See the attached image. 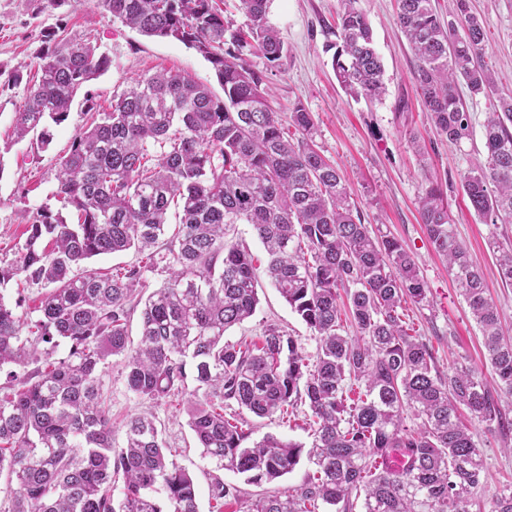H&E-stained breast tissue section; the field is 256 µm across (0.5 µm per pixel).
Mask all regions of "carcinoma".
Segmentation results:
<instances>
[{
    "instance_id": "obj_1",
    "label": "carcinoma",
    "mask_w": 512,
    "mask_h": 512,
    "mask_svg": "<svg viewBox=\"0 0 512 512\" xmlns=\"http://www.w3.org/2000/svg\"><path fill=\"white\" fill-rule=\"evenodd\" d=\"M239 2L249 23L231 32L213 0H98L141 35L201 53L224 99L171 71L113 96L60 159L53 198L61 209L31 212L15 265L0 269V285L21 275L47 288L26 337L0 300V367L37 364L0 387V473L10 478L12 512H198L194 478L165 447L154 417L127 419L124 446L112 447L99 387L110 357L121 358L128 388L152 402L183 393L192 369L188 425L204 456L247 483L273 482L303 458L314 466L302 487L261 498L247 512H353L359 497L363 512H470L485 460L460 411L504 436L512 421L480 373L458 366L440 373L427 345L407 332L399 308L427 299L418 266L395 237L362 222L344 178L315 148L312 114L300 103L291 115L296 137L288 136L269 104L266 73L245 61L257 53L269 68L281 67L284 41L269 21V0ZM340 2L336 79L349 94L376 100L384 70L370 24L356 0ZM455 15L458 30L441 22L432 0H398L396 23L415 51L417 90L438 134L451 143L469 134L458 79L494 97L484 124L487 165L461 182L475 214L511 224L512 91L495 86L484 62L486 32L469 0H455ZM110 66L88 38L47 33L35 63L7 76V86L26 89L17 138L33 132L38 147L49 146L51 127L67 119L78 90ZM173 205L178 229L167 238ZM419 216L482 333L499 389L512 397V338L456 237L439 184L425 189ZM234 224L256 232L270 281L316 341L314 361L275 327L259 342L224 340L259 303L253 258L227 238ZM160 244L169 277L145 297L143 273ZM490 246L501 281L512 285V249L495 237ZM128 250L147 262L110 273L90 267L95 257ZM137 307L133 348L128 326ZM62 342L68 353L56 359ZM233 402L258 418L307 404L311 445L272 435L246 445L244 421L224 414ZM239 493L218 477L210 486L220 507ZM485 512H512V483Z\"/></svg>"
}]
</instances>
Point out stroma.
Instances as JSON below:
<instances>
[{"label": "stroma", "instance_id": "35a3bbf8", "mask_svg": "<svg viewBox=\"0 0 512 512\" xmlns=\"http://www.w3.org/2000/svg\"><path fill=\"white\" fill-rule=\"evenodd\" d=\"M486 33L485 60L492 65L500 89L512 90V0H470ZM368 18L374 46L384 67L386 92L367 101L345 92L332 69L327 46L334 42L338 0H271L269 18L280 30L286 56L281 68L268 78L270 104L281 118H289L303 105L314 120L313 140L328 160L345 175L364 223L383 225L414 258L427 288L423 304H406L404 322L410 335L431 348L439 371L459 363L493 379L482 334L448 272L445 259L429 242L418 212L419 201L430 181H437L448 200V212L458 239L481 268L487 289L497 305L502 329L512 337V287L503 285L497 271L492 237L512 240V224L493 226L469 210L461 185L463 172L486 164L483 125L492 100L471 94L459 85V95L470 115V134L451 143L431 126L416 92L417 61L395 21L396 0H359ZM80 34L97 44L111 59L110 69L77 95L69 116L54 127L53 140L38 148L35 136L17 139L15 115L23 100L19 87L0 88V268H10L26 234V215L52 203L60 155L88 121L86 98L109 106L114 94L136 79L163 70L183 71L208 84L223 97L215 70L202 54L183 43L145 37L112 20L97 0H65L54 7L49 0H0V71H10L33 59L50 31ZM234 237L252 253L260 302L252 317L228 330L225 338L236 342L256 340L269 327H279L297 339L303 353L314 356L316 342L302 320L291 310L266 274L267 257L252 227L236 225ZM44 294L38 285L16 276L0 285V297L22 323L37 319ZM104 406L112 419L113 447L124 444L122 424L129 416L153 413L162 436L176 452L175 459L194 478L199 512H243L260 497L293 490L303 484L313 467L300 462L293 472L275 482L256 486L243 476L217 470L204 458L188 425L187 399L152 404L128 390L119 358H108L101 373ZM310 410L299 404L287 418L250 417L251 441L272 434L284 440L310 444L307 420ZM484 452L485 480L478 497L488 501L504 481L512 479V433L501 436L484 426L473 428ZM238 487L240 499L215 508L210 497L213 475Z\"/></svg>", "mask_w": 512, "mask_h": 512}]
</instances>
